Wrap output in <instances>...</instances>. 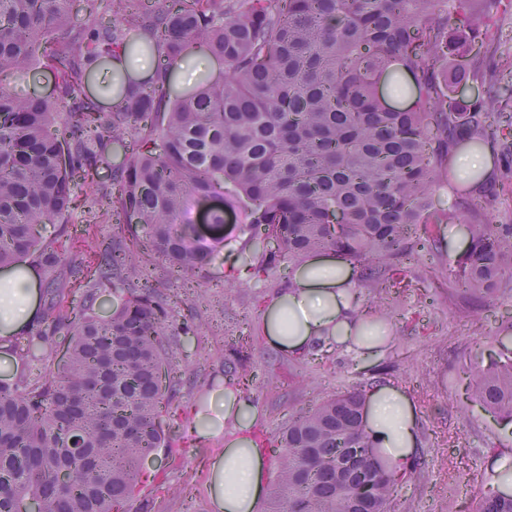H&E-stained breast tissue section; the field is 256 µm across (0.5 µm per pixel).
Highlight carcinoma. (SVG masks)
<instances>
[{"instance_id": "cac0c4a2", "label": "carcinoma", "mask_w": 512, "mask_h": 512, "mask_svg": "<svg viewBox=\"0 0 512 512\" xmlns=\"http://www.w3.org/2000/svg\"><path fill=\"white\" fill-rule=\"evenodd\" d=\"M488 0H109L116 20L74 22L69 0H0V75L43 67L55 94L0 86V267L34 256L53 273L63 224L90 205L124 224L101 243L65 304L49 280L43 328L16 337L21 363L43 375L0 383V512H148L142 491L163 478L143 460L177 440L167 424L163 374L179 332L152 271L208 278L224 247V212L240 215L232 278L267 281L310 255L334 252L362 267L364 288L411 287L406 261L438 247V225L466 218L469 245L448 280V302L471 312L512 278V224H491L468 201L458 151L497 133V99L461 108L452 85H485L477 65L448 59L489 49ZM199 45L218 74L177 90L168 73ZM158 54L154 76L130 66ZM104 66L119 107L81 93ZM405 77L412 104L391 106L381 80ZM110 178L100 176L103 167ZM446 187L453 204H436ZM203 225L177 223L188 200ZM121 301L109 318L101 294ZM252 353L224 355V377L251 387ZM473 394L512 420V359L474 379ZM365 394L333 395L288 421L273 448L272 512H388L395 477L375 458ZM474 512H512V493L481 494Z\"/></svg>"}]
</instances>
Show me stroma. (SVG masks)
Returning <instances> with one entry per match:
<instances>
[{
	"mask_svg": "<svg viewBox=\"0 0 512 512\" xmlns=\"http://www.w3.org/2000/svg\"><path fill=\"white\" fill-rule=\"evenodd\" d=\"M498 26L496 52L485 64L511 96L512 11L499 13ZM238 225L237 215L227 212L224 249L211 266L210 281L167 279L159 285L177 298L175 319L194 317L195 326L181 336L168 358L175 390L171 427L189 447L174 465L169 464L165 448L146 458V467L159 471L164 481L163 491L145 492L150 512H212L202 463L213 451L193 432L187 413L223 380L224 354L233 346L251 347L254 354L257 383L250 397L261 412L253 432L267 441L290 418L336 392H369L387 382L399 387L414 408L419 448L411 472L393 487L390 512H473L476 495L492 488L498 455L512 453V422L485 409L471 389L475 371L488 369L512 352V289L501 291L476 313L449 305L448 269L466 246L463 226L442 232L440 250L420 253L408 262L412 287L358 289L361 308H397L389 321L392 339L381 357L363 361L340 347L303 359L284 354L272 368L266 357L274 349L260 328L273 287L224 279L240 245ZM61 231L75 244L56 272L67 283L79 276L99 242L122 233L120 225L108 218L91 222L83 207L74 209L66 224L46 227L50 237Z\"/></svg>",
	"mask_w": 512,
	"mask_h": 512,
	"instance_id": "35a3bbf8",
	"label": "stroma"
}]
</instances>
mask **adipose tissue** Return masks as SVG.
I'll list each match as a JSON object with an SVG mask.
<instances>
[{
	"label": "adipose tissue",
	"mask_w": 512,
	"mask_h": 512,
	"mask_svg": "<svg viewBox=\"0 0 512 512\" xmlns=\"http://www.w3.org/2000/svg\"><path fill=\"white\" fill-rule=\"evenodd\" d=\"M352 270L338 255H314L302 263L288 288L266 304L261 331L269 344L292 356L312 346L340 345L360 356L378 354L382 346L359 340ZM39 316V290L31 267H9L0 274V350L28 330ZM208 414L196 421L199 438L223 442L212 457L206 479L213 512H255L265 492L266 448L254 437L259 407L237 389L212 394ZM365 430L388 470L401 473L415 461L419 439L408 397L394 385L378 387L364 409Z\"/></svg>",
	"instance_id": "1"
}]
</instances>
